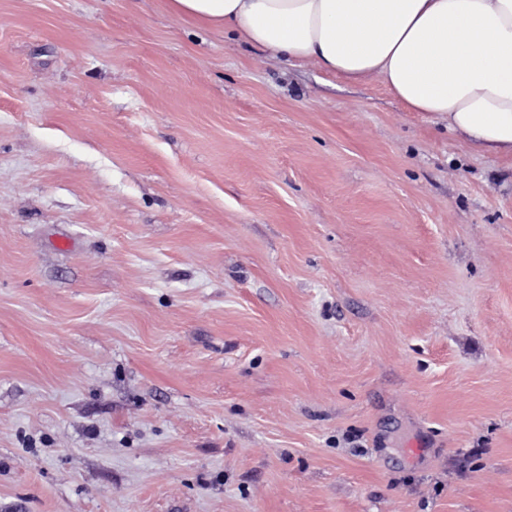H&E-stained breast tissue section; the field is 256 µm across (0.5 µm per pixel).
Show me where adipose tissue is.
<instances>
[{
  "instance_id": "obj_1",
  "label": "adipose tissue",
  "mask_w": 512,
  "mask_h": 512,
  "mask_svg": "<svg viewBox=\"0 0 512 512\" xmlns=\"http://www.w3.org/2000/svg\"><path fill=\"white\" fill-rule=\"evenodd\" d=\"M204 27L348 82L380 79L474 150L512 159V0H170Z\"/></svg>"
}]
</instances>
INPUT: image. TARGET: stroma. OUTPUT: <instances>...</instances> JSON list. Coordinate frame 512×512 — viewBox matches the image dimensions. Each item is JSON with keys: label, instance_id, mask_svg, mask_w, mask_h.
Instances as JSON below:
<instances>
[{"label": "stroma", "instance_id": "stroma-1", "mask_svg": "<svg viewBox=\"0 0 512 512\" xmlns=\"http://www.w3.org/2000/svg\"><path fill=\"white\" fill-rule=\"evenodd\" d=\"M0 512H512V160L167 0H0Z\"/></svg>", "mask_w": 512, "mask_h": 512}]
</instances>
